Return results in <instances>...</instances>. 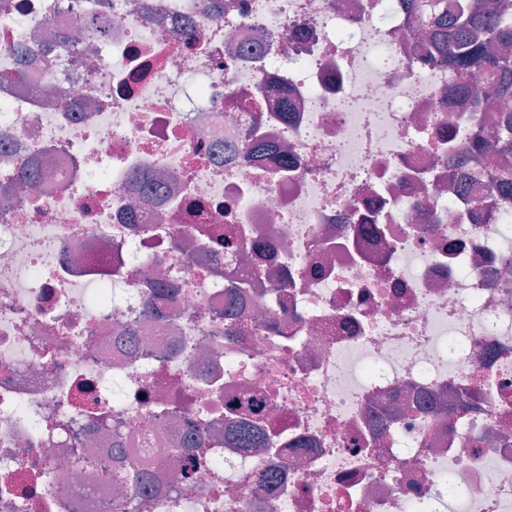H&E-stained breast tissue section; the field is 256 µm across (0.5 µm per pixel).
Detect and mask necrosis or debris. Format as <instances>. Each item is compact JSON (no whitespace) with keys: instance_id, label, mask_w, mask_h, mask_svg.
<instances>
[{"instance_id":"necrosis-or-debris-1","label":"necrosis or debris","mask_w":512,"mask_h":512,"mask_svg":"<svg viewBox=\"0 0 512 512\" xmlns=\"http://www.w3.org/2000/svg\"><path fill=\"white\" fill-rule=\"evenodd\" d=\"M92 12L105 38L20 67ZM406 27L402 0H0V512H512V226L449 194L472 97ZM227 266L256 283L232 341ZM246 398L275 448L225 440ZM81 450L150 483L114 496Z\"/></svg>"}]
</instances>
